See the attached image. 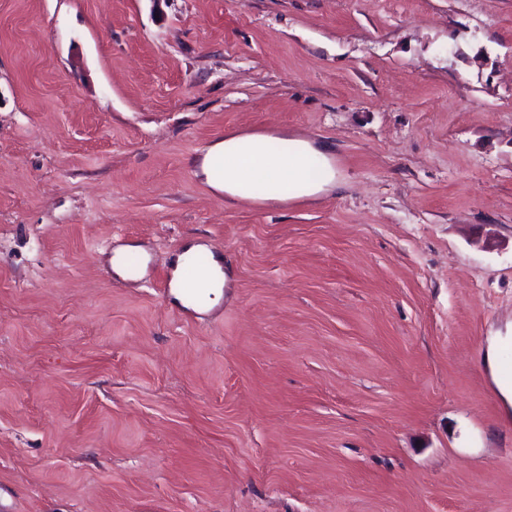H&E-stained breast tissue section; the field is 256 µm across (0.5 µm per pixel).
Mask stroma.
<instances>
[{
  "mask_svg": "<svg viewBox=\"0 0 512 512\" xmlns=\"http://www.w3.org/2000/svg\"><path fill=\"white\" fill-rule=\"evenodd\" d=\"M278 129L340 188L201 182ZM506 336L512 0H0V512H512ZM281 150L273 152L272 142ZM200 171L205 183L231 203L277 206L315 200L336 189L331 156L315 141L288 133L229 134L206 147ZM262 183L263 193L254 186ZM256 185V190H262ZM198 256L193 260L190 267L185 268L182 277L190 294L200 299L202 292L198 287L205 288L209 294L211 285V257L206 253H197Z\"/></svg>",
  "mask_w": 512,
  "mask_h": 512,
  "instance_id": "1",
  "label": "stroma"
}]
</instances>
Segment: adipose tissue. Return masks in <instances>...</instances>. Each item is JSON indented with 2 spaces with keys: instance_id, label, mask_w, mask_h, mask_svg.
Segmentation results:
<instances>
[{
  "instance_id": "1",
  "label": "adipose tissue",
  "mask_w": 512,
  "mask_h": 512,
  "mask_svg": "<svg viewBox=\"0 0 512 512\" xmlns=\"http://www.w3.org/2000/svg\"><path fill=\"white\" fill-rule=\"evenodd\" d=\"M200 171L205 183L231 203L277 206L314 200L335 189L336 172L315 141L285 133L229 134L207 146ZM263 193H255L256 184Z\"/></svg>"
}]
</instances>
